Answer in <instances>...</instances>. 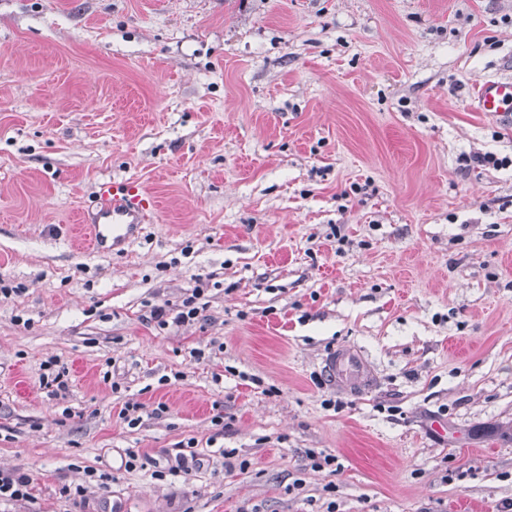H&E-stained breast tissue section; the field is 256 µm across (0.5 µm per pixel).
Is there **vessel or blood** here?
Returning <instances> with one entry per match:
<instances>
[{
  "instance_id": "vessel-or-blood-1",
  "label": "vessel or blood",
  "mask_w": 512,
  "mask_h": 512,
  "mask_svg": "<svg viewBox=\"0 0 512 512\" xmlns=\"http://www.w3.org/2000/svg\"><path fill=\"white\" fill-rule=\"evenodd\" d=\"M479 111L512 123V80L488 77L477 86ZM152 195L139 183H100L93 201L80 213V232L93 251L105 247L124 250L137 238L142 226L154 217ZM327 377L338 389L349 393L368 391L374 374L363 356L351 347L340 348L324 360Z\"/></svg>"
}]
</instances>
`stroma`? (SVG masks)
I'll return each mask as SVG.
<instances>
[{
	"instance_id": "1",
	"label": "stroma",
	"mask_w": 512,
	"mask_h": 512,
	"mask_svg": "<svg viewBox=\"0 0 512 512\" xmlns=\"http://www.w3.org/2000/svg\"><path fill=\"white\" fill-rule=\"evenodd\" d=\"M486 76L512 0H0V470L31 480L0 512H512ZM112 179L157 218L96 253L74 227ZM199 284L195 320H151ZM345 345L369 392L328 381Z\"/></svg>"
}]
</instances>
